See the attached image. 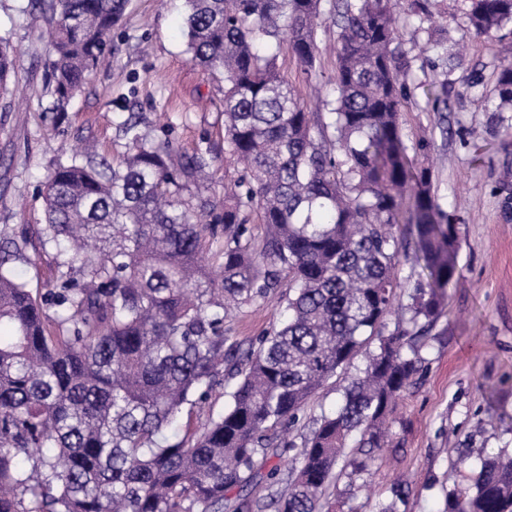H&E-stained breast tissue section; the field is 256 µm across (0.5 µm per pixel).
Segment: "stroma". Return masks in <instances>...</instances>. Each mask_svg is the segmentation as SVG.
<instances>
[{
  "label": "stroma",
  "mask_w": 512,
  "mask_h": 512,
  "mask_svg": "<svg viewBox=\"0 0 512 512\" xmlns=\"http://www.w3.org/2000/svg\"><path fill=\"white\" fill-rule=\"evenodd\" d=\"M29 0H0V34L20 52L9 85L24 96L0 95V226L31 227L44 220L43 182L55 164L85 142L111 164L126 152L119 118L138 121L155 140H170L193 154L201 142L212 149L211 179L198 193L224 195V82L191 62L183 34L184 0H127L112 31V61L98 69L63 115L50 112L47 29ZM320 76L306 80L292 54L279 57L282 74L301 90L310 111L331 98L335 79L336 28L330 12L319 19ZM403 33L416 61L408 77L418 87L447 84L446 122L409 106L400 121L408 143L427 138L428 162L439 203L457 232L458 272L449 283L448 305L422 350L424 370L393 406L396 447L384 449L373 475L346 492L344 512H376L397 482L409 496L400 512H445L449 490L463 482L457 461L470 463L512 450V112H489L463 82L491 93L503 63L501 43L512 24L474 37L463 0H430L425 21L403 18ZM448 33L432 51L428 34ZM16 270L34 295L54 279V252L31 237ZM284 292L243 309L224 322L225 335L247 341L278 327Z\"/></svg>",
  "instance_id": "obj_1"
}]
</instances>
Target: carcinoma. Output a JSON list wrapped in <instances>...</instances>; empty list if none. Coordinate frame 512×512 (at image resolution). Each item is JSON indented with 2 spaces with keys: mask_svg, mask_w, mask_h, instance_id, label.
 <instances>
[{
  "mask_svg": "<svg viewBox=\"0 0 512 512\" xmlns=\"http://www.w3.org/2000/svg\"><path fill=\"white\" fill-rule=\"evenodd\" d=\"M192 61L224 79V157L244 162L222 202L191 188L211 148L183 155L123 124L120 167L88 149L47 176L53 288L37 297L11 261L29 231L0 229V512H224L235 488L285 481L271 512H344L339 476L372 474L394 401L421 371L419 338L446 306L456 228L432 173L410 153L400 112L416 57L392 0H332L336 97L309 112L278 64L287 47L307 80L321 67L324 0H185ZM49 27L52 105L62 113L111 55L126 0H31ZM488 36L512 23V0H464ZM16 48L0 35V93ZM432 111L445 86L424 90ZM493 112L512 108V61ZM427 284L408 306L414 332L387 329L402 242ZM288 289L283 326L249 342L224 335L233 310ZM364 370L339 408L303 437L285 477L259 461L288 447L325 384L360 354ZM224 389V412L181 439L182 407ZM356 437V452H345ZM448 491L447 512H512V459H483Z\"/></svg>",
  "mask_w": 512,
  "mask_h": 512,
  "instance_id": "carcinoma-1",
  "label": "carcinoma"
}]
</instances>
